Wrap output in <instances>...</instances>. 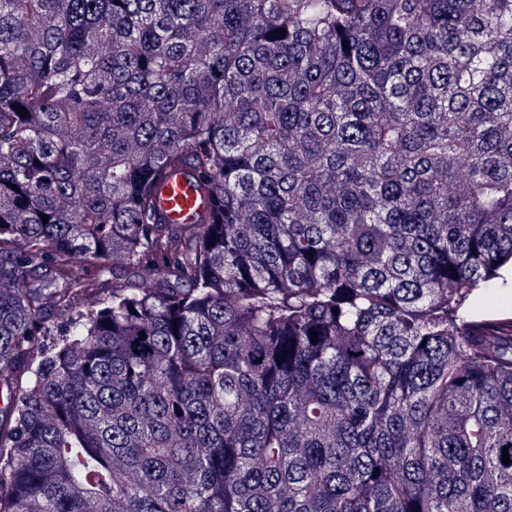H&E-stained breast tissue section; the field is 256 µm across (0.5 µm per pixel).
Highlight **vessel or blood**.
Returning <instances> with one entry per match:
<instances>
[{
    "label": "vessel or blood",
    "mask_w": 512,
    "mask_h": 512,
    "mask_svg": "<svg viewBox=\"0 0 512 512\" xmlns=\"http://www.w3.org/2000/svg\"><path fill=\"white\" fill-rule=\"evenodd\" d=\"M155 192L160 216L168 224L193 223L211 206L205 188L195 183L185 169L166 177Z\"/></svg>",
    "instance_id": "1"
}]
</instances>
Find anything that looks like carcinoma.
Listing matches in <instances>:
<instances>
[{"mask_svg": "<svg viewBox=\"0 0 512 512\" xmlns=\"http://www.w3.org/2000/svg\"><path fill=\"white\" fill-rule=\"evenodd\" d=\"M2 255L0 512H512V0H0ZM188 171L182 167L155 188L158 211L167 224H193L211 206L207 191L193 181ZM500 272L501 278L482 286L472 297V309L477 315H512V275L508 268Z\"/></svg>", "mask_w": 512, "mask_h": 512, "instance_id": "obj_1", "label": "carcinoma"}]
</instances>
